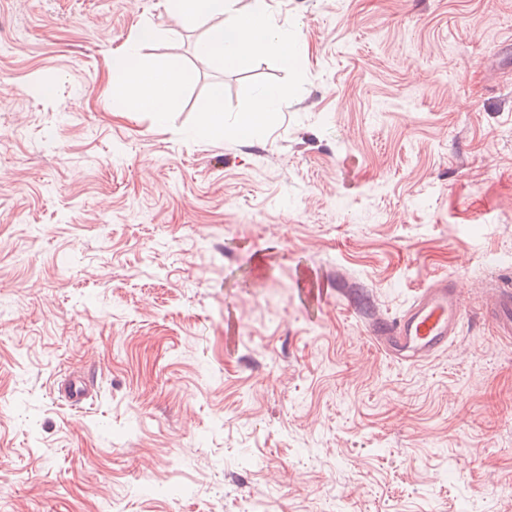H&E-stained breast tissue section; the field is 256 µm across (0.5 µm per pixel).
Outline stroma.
Wrapping results in <instances>:
<instances>
[{
	"label": "stroma",
	"instance_id": "stroma-1",
	"mask_svg": "<svg viewBox=\"0 0 512 512\" xmlns=\"http://www.w3.org/2000/svg\"><path fill=\"white\" fill-rule=\"evenodd\" d=\"M267 2L305 83L233 141L183 132L284 68L196 67L165 0H0V512H512V0ZM144 25L192 74L162 124L112 100ZM437 276L460 334L398 364L369 323ZM492 300L489 314L493 320L496 335L512 341V281L508 274L489 283Z\"/></svg>",
	"mask_w": 512,
	"mask_h": 512
}]
</instances>
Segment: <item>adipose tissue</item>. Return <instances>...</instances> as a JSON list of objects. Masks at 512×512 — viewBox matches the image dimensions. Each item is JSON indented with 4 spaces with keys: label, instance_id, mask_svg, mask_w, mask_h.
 I'll list each match as a JSON object with an SVG mask.
<instances>
[{
    "label": "adipose tissue",
    "instance_id": "obj_1",
    "mask_svg": "<svg viewBox=\"0 0 512 512\" xmlns=\"http://www.w3.org/2000/svg\"><path fill=\"white\" fill-rule=\"evenodd\" d=\"M156 35L154 27L141 26L125 47L113 54L112 96L122 111L151 112L162 121L190 75L178 67H153L138 61L137 45L154 40Z\"/></svg>",
    "mask_w": 512,
    "mask_h": 512
}]
</instances>
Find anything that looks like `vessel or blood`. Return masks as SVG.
Instances as JSON below:
<instances>
[{
    "label": "vessel or blood",
    "mask_w": 512,
    "mask_h": 512,
    "mask_svg": "<svg viewBox=\"0 0 512 512\" xmlns=\"http://www.w3.org/2000/svg\"><path fill=\"white\" fill-rule=\"evenodd\" d=\"M489 314L500 338L512 341V276L491 281ZM461 292L449 277L433 279L399 316L372 325L378 346L395 361L414 365L443 351L461 329Z\"/></svg>",
    "instance_id": "1"
}]
</instances>
